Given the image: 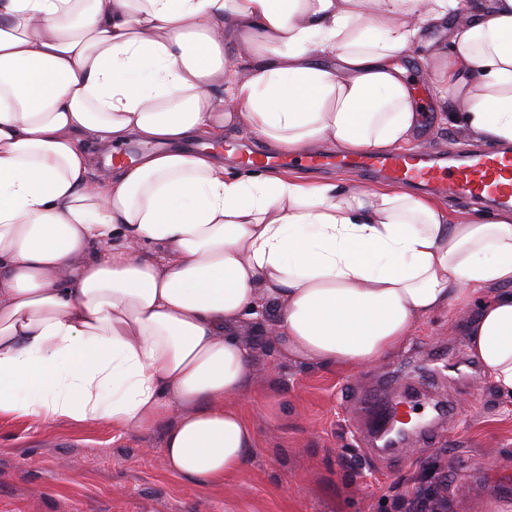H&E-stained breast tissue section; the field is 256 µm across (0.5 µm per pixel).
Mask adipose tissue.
Here are the masks:
<instances>
[{
  "label": "adipose tissue",
  "mask_w": 512,
  "mask_h": 512,
  "mask_svg": "<svg viewBox=\"0 0 512 512\" xmlns=\"http://www.w3.org/2000/svg\"><path fill=\"white\" fill-rule=\"evenodd\" d=\"M416 48L458 126L512 143V0H0V418L167 423L168 470L249 512L244 321L275 314L281 358L355 368L476 301L468 349L512 396V210L179 148H415L395 60ZM84 137L162 149L101 180ZM254 139H256L258 142V137L249 132V131H240V130H227L224 132V140L220 141H213L211 139L202 138L200 140H197L191 144H189L187 147L194 149V150H201L202 144H214L215 149L209 150V151H216L222 155H224V162L231 166V167H239V168H247L250 169L251 167L254 168H264L266 166H269L272 163V157L261 154V153H254L258 152L256 148L253 147ZM226 140H232L236 142L241 148L247 149L251 152L247 155H241V161L242 163L250 166H244L239 162V160L236 158V156L232 153L231 156H229V152H224V141ZM219 145V147L217 146ZM228 160V161H227Z\"/></svg>",
  "instance_id": "1"
}]
</instances>
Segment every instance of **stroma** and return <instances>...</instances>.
Segmentation results:
<instances>
[{
    "instance_id": "obj_1",
    "label": "stroma",
    "mask_w": 512,
    "mask_h": 512,
    "mask_svg": "<svg viewBox=\"0 0 512 512\" xmlns=\"http://www.w3.org/2000/svg\"><path fill=\"white\" fill-rule=\"evenodd\" d=\"M410 89L420 108V150L451 155L472 144L442 119L431 83L409 57ZM477 307H449L412 325L402 348L345 370L281 360L274 322H244L238 334L254 352L252 391L239 405L253 423L257 449L236 480L253 512H403L434 480L443 512H492L512 504V398L500 396L466 346ZM435 382L459 412L436 441L410 439L397 458L375 457L367 418L345 410L374 391L405 397L418 419L434 415L411 381ZM165 426L128 432L100 421L83 426L0 419V512H224V489L170 473Z\"/></svg>"
}]
</instances>
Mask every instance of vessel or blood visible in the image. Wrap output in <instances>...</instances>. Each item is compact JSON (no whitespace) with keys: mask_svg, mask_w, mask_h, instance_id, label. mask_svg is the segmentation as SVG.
Segmentation results:
<instances>
[{"mask_svg":"<svg viewBox=\"0 0 512 512\" xmlns=\"http://www.w3.org/2000/svg\"><path fill=\"white\" fill-rule=\"evenodd\" d=\"M298 163L313 170L351 166L397 182L417 183L441 193L450 192L466 200L512 205V150L507 148L482 145L448 158H437L428 153L345 156L326 149L302 156ZM358 409L376 418L379 438L383 441L404 414L399 403L389 404L372 395L362 397Z\"/></svg>","mask_w":512,"mask_h":512,"instance_id":"1","label":"vessel or blood"}]
</instances>
